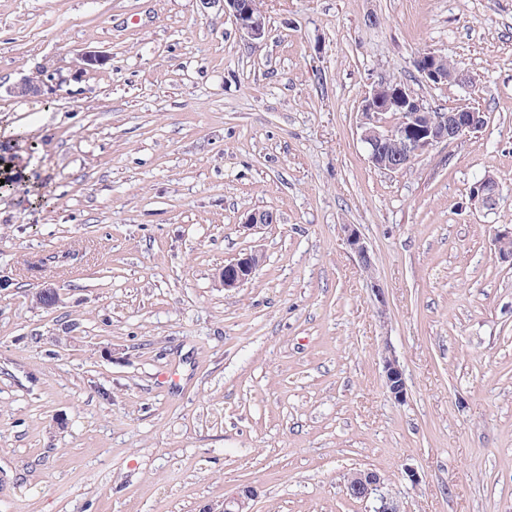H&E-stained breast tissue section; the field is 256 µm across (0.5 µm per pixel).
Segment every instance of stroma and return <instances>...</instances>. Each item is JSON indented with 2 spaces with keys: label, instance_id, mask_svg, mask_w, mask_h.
Masks as SVG:
<instances>
[{
  "label": "stroma",
  "instance_id": "35a3bbf8",
  "mask_svg": "<svg viewBox=\"0 0 512 512\" xmlns=\"http://www.w3.org/2000/svg\"><path fill=\"white\" fill-rule=\"evenodd\" d=\"M262 6L255 48L201 0H0V512H372L357 470L401 512H512V0ZM426 52L473 86L427 82ZM41 68L61 90L7 94ZM381 79L488 123L377 169L358 123ZM472 200L488 211L494 210L499 202V184L492 175L478 181L472 190ZM341 230L346 246L357 257L362 267L367 272H371L372 262L369 247L356 225L345 224L342 225ZM261 255L246 253L224 265L221 279L225 289L240 288L254 277L261 263ZM384 382L390 397L397 402L407 398V383L402 365L395 352L387 346L383 357ZM383 479L373 471H357L347 479L346 494L354 499L369 500L373 495L378 501L374 512H400L396 503L385 495L380 494Z\"/></svg>",
  "mask_w": 512,
  "mask_h": 512
}]
</instances>
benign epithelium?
Wrapping results in <instances>:
<instances>
[{"mask_svg":"<svg viewBox=\"0 0 512 512\" xmlns=\"http://www.w3.org/2000/svg\"><path fill=\"white\" fill-rule=\"evenodd\" d=\"M202 3L220 4L224 12L232 16L238 31L247 43L258 45L269 34L266 15L255 10L250 0H201ZM419 73L430 83L469 85L473 78L461 69L447 68V58L429 52L414 62ZM55 81L52 74L39 70L7 89L16 97L37 95L48 82ZM399 111L398 121L388 126L384 116L388 112ZM361 141L365 144L368 159L379 169L389 172H402L419 155L439 143L453 142L476 133L488 124V114L470 107L433 112L426 107L409 87L388 80H380L365 95L359 112ZM500 198L497 180L487 175L478 181L472 190V200L480 207L491 211ZM276 223L270 211H252L246 214L244 225L248 229H259ZM343 240L366 271L372 270L369 247L354 224L341 226ZM496 252L500 260L512 263V228L496 235ZM261 263V255L246 253L224 265L221 279L224 288H239L251 281ZM384 382L390 397L397 402L407 398V383L402 365L395 352L387 347L383 357ZM383 484L381 476L373 471H357L347 479L346 494L354 499L368 500L376 497L378 506L374 512H400L394 501L380 494ZM249 495L226 497L212 505L207 512H244Z\"/></svg>","mask_w":512,"mask_h":512,"instance_id":"1","label":"benign epithelium"}]
</instances>
